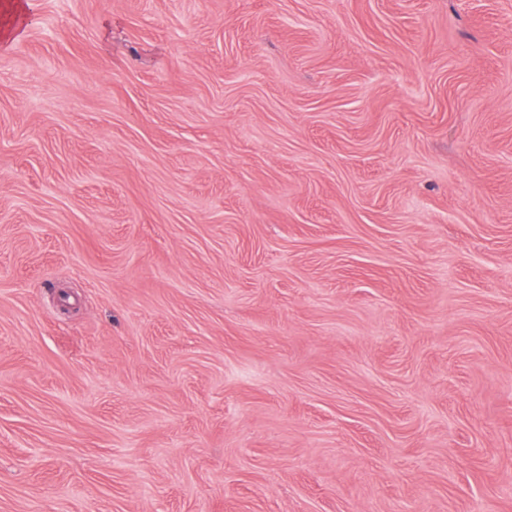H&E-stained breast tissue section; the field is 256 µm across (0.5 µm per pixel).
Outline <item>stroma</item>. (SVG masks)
Here are the masks:
<instances>
[{
  "instance_id": "obj_1",
  "label": "stroma",
  "mask_w": 512,
  "mask_h": 512,
  "mask_svg": "<svg viewBox=\"0 0 512 512\" xmlns=\"http://www.w3.org/2000/svg\"><path fill=\"white\" fill-rule=\"evenodd\" d=\"M31 8L0 512H512V0Z\"/></svg>"
}]
</instances>
